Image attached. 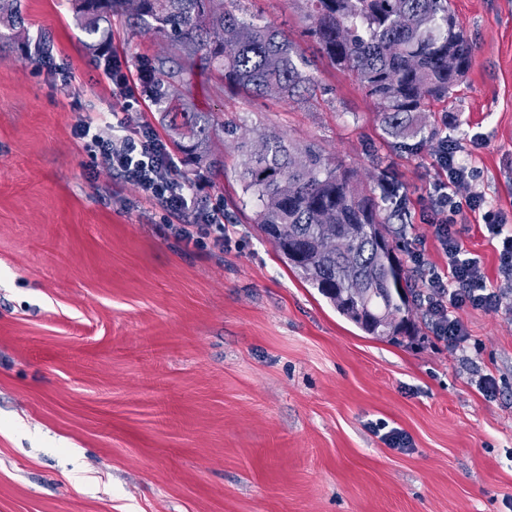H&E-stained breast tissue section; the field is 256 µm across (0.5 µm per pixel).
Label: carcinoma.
Listing matches in <instances>:
<instances>
[{
	"mask_svg": "<svg viewBox=\"0 0 512 512\" xmlns=\"http://www.w3.org/2000/svg\"><path fill=\"white\" fill-rule=\"evenodd\" d=\"M306 34L320 57L349 73L378 112L383 133L399 149L422 132L419 114L450 94L477 50L448 0H303ZM86 45L112 30V18L152 31L175 47V57L150 62L155 103L180 137V150L201 168L219 170L216 139L237 129L198 112L183 94L197 66L211 68L227 89L254 97L308 99L320 89L315 59L288 34L228 8L224 0H76ZM21 0H0V41L21 38ZM458 68L448 70V56ZM254 152L241 142L242 202H256L254 223L301 278L337 313L371 336L392 338L414 327L421 301L392 233L396 186L385 169L376 184L358 185L353 170L323 154L314 141L296 143L267 131Z\"/></svg>",
	"mask_w": 512,
	"mask_h": 512,
	"instance_id": "cac0c4a2",
	"label": "carcinoma"
}]
</instances>
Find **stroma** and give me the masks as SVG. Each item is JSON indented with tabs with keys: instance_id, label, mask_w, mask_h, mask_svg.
Returning <instances> with one entry per match:
<instances>
[{
	"instance_id": "1",
	"label": "stroma",
	"mask_w": 512,
	"mask_h": 512,
	"mask_svg": "<svg viewBox=\"0 0 512 512\" xmlns=\"http://www.w3.org/2000/svg\"><path fill=\"white\" fill-rule=\"evenodd\" d=\"M449 4L478 49L423 112L414 151L381 138L373 102L327 61L314 71L323 95L295 102L196 72L198 110L239 127L216 144L223 170L179 165L197 206L226 216L220 249L185 245L168 227L192 214L145 204L84 149L87 116L120 112L170 134L148 98L113 97L73 0H24L25 41L0 45V512H512V311L459 310L469 336L456 348L420 309L412 335L368 336L241 204L240 141L270 130L315 141L367 185L391 166L408 241L443 264L419 201L444 127L479 172L460 200L512 225V0ZM241 6L309 48L302 0ZM44 35L67 75L39 64ZM109 50L134 69L171 45L116 19ZM461 242L488 287H503L482 210ZM487 373L491 399L476 385ZM384 428L410 447H388Z\"/></svg>"
}]
</instances>
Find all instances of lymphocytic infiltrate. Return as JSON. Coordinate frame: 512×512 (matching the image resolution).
I'll return each mask as SVG.
<instances>
[{"instance_id":"f902f5d3","label":"lymphocytic infiltrate","mask_w":512,"mask_h":512,"mask_svg":"<svg viewBox=\"0 0 512 512\" xmlns=\"http://www.w3.org/2000/svg\"><path fill=\"white\" fill-rule=\"evenodd\" d=\"M104 71L112 82V95L125 99L134 92H147L150 78L146 68L124 69L114 56L106 57ZM77 134L91 151L104 155L113 173L122 181L137 186L142 197L164 211L182 214L194 211L193 223L172 225V232L186 244L202 245L212 240L223 245L224 214L221 211L195 210L191 184L179 172L168 144L151 126L139 133L126 131L125 119L116 117L104 124L83 123ZM456 148L440 145L434 165L440 174L432 191L422 201V217L431 224L444 256V265L430 263L424 247H414L412 262L420 274L429 328L436 338L457 346L466 342L468 332L457 312L463 307L497 311L502 295L486 285L481 260L463 249L456 229L464 216L456 201L460 187L474 180L472 167L456 160Z\"/></svg>"}]
</instances>
